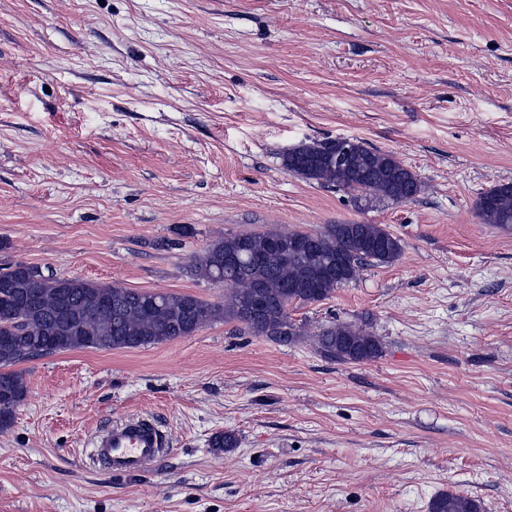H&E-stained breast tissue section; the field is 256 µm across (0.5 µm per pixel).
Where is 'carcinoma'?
I'll use <instances>...</instances> for the list:
<instances>
[{
	"instance_id": "obj_1",
	"label": "carcinoma",
	"mask_w": 512,
	"mask_h": 512,
	"mask_svg": "<svg viewBox=\"0 0 512 512\" xmlns=\"http://www.w3.org/2000/svg\"><path fill=\"white\" fill-rule=\"evenodd\" d=\"M283 162L288 170L370 206L403 203L419 192L417 176L393 155L353 138L302 143ZM476 208L484 223L512 228V184L483 193ZM401 253L400 239L379 224L226 236L188 264L191 276L224 283V302L218 304L8 263L0 268V431L11 427L26 396L23 376L12 366L68 350L155 345L188 337L216 320L288 344L300 335L288 312L291 305L322 302L356 280L364 264H391ZM317 346L324 358L339 362L369 361L381 353L375 336L348 323L324 328ZM429 509L481 512L482 506L470 496L446 492L435 496Z\"/></svg>"
}]
</instances>
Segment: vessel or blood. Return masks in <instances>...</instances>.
I'll use <instances>...</instances> for the list:
<instances>
[{"label":"vessel or blood","instance_id":"b4317fda","mask_svg":"<svg viewBox=\"0 0 512 512\" xmlns=\"http://www.w3.org/2000/svg\"><path fill=\"white\" fill-rule=\"evenodd\" d=\"M168 451V439L151 420L131 418L100 430L88 456L93 464L117 475L143 472Z\"/></svg>","mask_w":512,"mask_h":512}]
</instances>
